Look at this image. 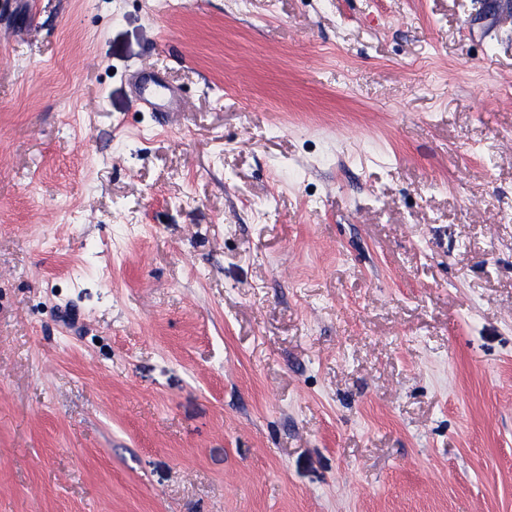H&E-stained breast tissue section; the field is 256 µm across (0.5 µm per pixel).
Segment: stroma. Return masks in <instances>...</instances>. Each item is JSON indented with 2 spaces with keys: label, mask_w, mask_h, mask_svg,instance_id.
Masks as SVG:
<instances>
[{
  "label": "stroma",
  "mask_w": 512,
  "mask_h": 512,
  "mask_svg": "<svg viewBox=\"0 0 512 512\" xmlns=\"http://www.w3.org/2000/svg\"><path fill=\"white\" fill-rule=\"evenodd\" d=\"M0 512H512V0H0ZM139 97L145 107L151 112L159 110L161 104L158 103L159 98L173 103L176 98L175 91L166 84L155 80L150 75H145L138 87Z\"/></svg>",
  "instance_id": "obj_1"
}]
</instances>
